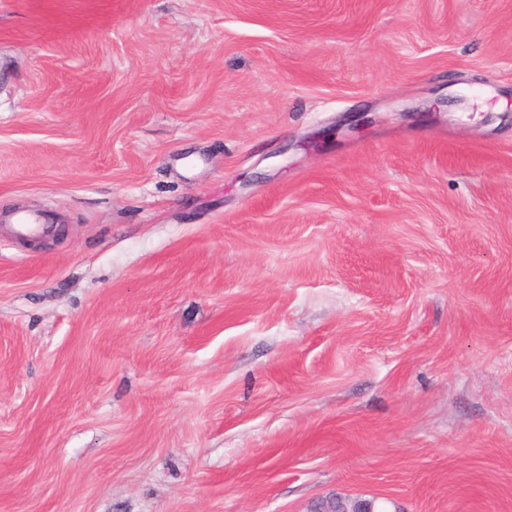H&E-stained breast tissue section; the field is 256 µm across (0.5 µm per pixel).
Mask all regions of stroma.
I'll use <instances>...</instances> for the list:
<instances>
[{"label": "stroma", "instance_id": "1", "mask_svg": "<svg viewBox=\"0 0 512 512\" xmlns=\"http://www.w3.org/2000/svg\"><path fill=\"white\" fill-rule=\"evenodd\" d=\"M0 512H512V0H0ZM40 223L41 218L36 214H18L12 227V233L17 238L35 236L43 231Z\"/></svg>", "mask_w": 512, "mask_h": 512}]
</instances>
